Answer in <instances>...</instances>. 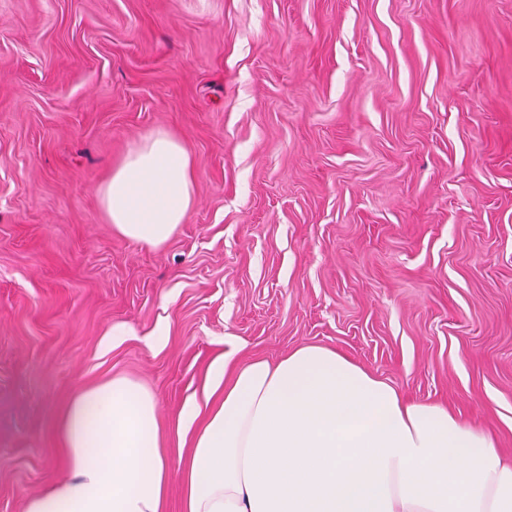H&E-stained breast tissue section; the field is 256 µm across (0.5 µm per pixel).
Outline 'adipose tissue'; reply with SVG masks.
<instances>
[{"label":"adipose tissue","instance_id":"ef3b65f1","mask_svg":"<svg viewBox=\"0 0 512 512\" xmlns=\"http://www.w3.org/2000/svg\"><path fill=\"white\" fill-rule=\"evenodd\" d=\"M186 147L153 132L98 189L113 231L164 245L194 204ZM224 389L189 400L207 420L181 480L183 512H512V461L484 430L438 403L405 399L336 349L301 346L277 363L233 354ZM56 429L69 472L25 512H163L170 471L158 398L116 376L77 391Z\"/></svg>","mask_w":512,"mask_h":512}]
</instances>
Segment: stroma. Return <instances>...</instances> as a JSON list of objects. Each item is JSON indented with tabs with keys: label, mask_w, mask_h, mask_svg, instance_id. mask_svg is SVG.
<instances>
[{
	"label": "stroma",
	"mask_w": 512,
	"mask_h": 512,
	"mask_svg": "<svg viewBox=\"0 0 512 512\" xmlns=\"http://www.w3.org/2000/svg\"><path fill=\"white\" fill-rule=\"evenodd\" d=\"M159 129L196 183L154 249L97 188ZM307 344L512 453V0H0V512L115 375L159 399L182 512L187 398Z\"/></svg>",
	"instance_id": "obj_1"
}]
</instances>
